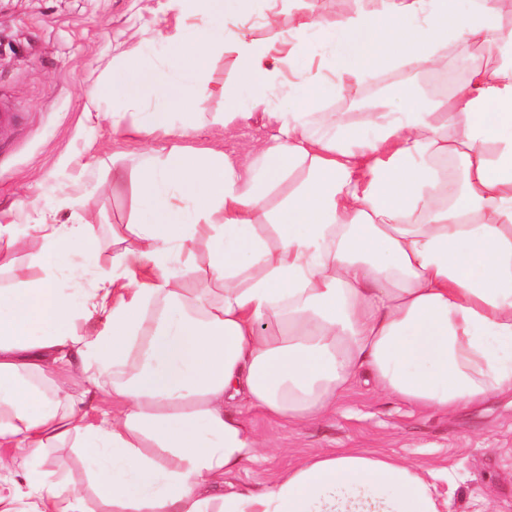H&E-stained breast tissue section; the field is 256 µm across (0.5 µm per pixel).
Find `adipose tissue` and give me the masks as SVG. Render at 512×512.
Masks as SVG:
<instances>
[{
    "label": "adipose tissue",
    "instance_id": "obj_1",
    "mask_svg": "<svg viewBox=\"0 0 512 512\" xmlns=\"http://www.w3.org/2000/svg\"><path fill=\"white\" fill-rule=\"evenodd\" d=\"M281 0H170L171 59L131 53L93 99L149 104L146 137L186 136L214 50H230L224 97L267 104L283 58L323 34L331 89L378 72L447 67L475 47L467 80L425 101L412 84L359 120L312 103L319 73L298 66L276 135L241 166L172 147L145 158L133 245L87 289L57 272L96 246L82 216L39 212L38 278L0 289V512H88L53 480L50 449L81 448L97 512H446L420 466L384 452L319 449L269 486L224 479L272 444L243 408L302 429L351 387L448 415L512 396V29L504 0H380L329 29L298 15L278 42ZM303 178L277 205L271 193ZM208 274L195 287V249ZM83 382L81 395L72 387ZM106 405L89 413L88 399Z\"/></svg>",
    "mask_w": 512,
    "mask_h": 512
}]
</instances>
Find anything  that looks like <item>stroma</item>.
Instances as JSON below:
<instances>
[{
    "label": "stroma",
    "mask_w": 512,
    "mask_h": 512,
    "mask_svg": "<svg viewBox=\"0 0 512 512\" xmlns=\"http://www.w3.org/2000/svg\"><path fill=\"white\" fill-rule=\"evenodd\" d=\"M342 0H283L278 24L252 21L250 36L276 40L298 14L332 26L345 13ZM168 0H0V105L11 111L0 129V224L13 225L26 239L0 268V289L39 276L32 261L41 240L32 231L36 212L53 210L61 223L72 213L90 217L100 242L86 258L89 268H111L112 237L134 223L138 200L133 192L142 153L164 154L173 141L146 140L134 127L138 102L104 99L86 113L88 93L108 83L112 69L126 52L141 48L158 67L168 60L166 43L152 40L159 28H173ZM234 56L215 52L206 80L211 94L193 116L195 129L184 146L210 150L247 162L256 145L275 129L262 114L240 124L232 138L222 129L229 106L223 87L234 78ZM433 72L411 75L382 73L377 84H364L350 94L322 93L315 99L325 112L359 118L361 101L373 90L394 95L400 81L411 80L431 95ZM123 113L125 131L112 133L113 113ZM125 179L112 184L113 167ZM75 199L74 209L60 207L61 193ZM247 424L273 443L267 460L246 464L228 476L232 487L261 488L295 457L318 448H382L410 461L447 470L437 486L448 500V512H512V400L490 398L483 406L447 416L421 411L358 384L333 414L295 430L260 411L244 412Z\"/></svg>",
    "instance_id": "stroma-1"
}]
</instances>
